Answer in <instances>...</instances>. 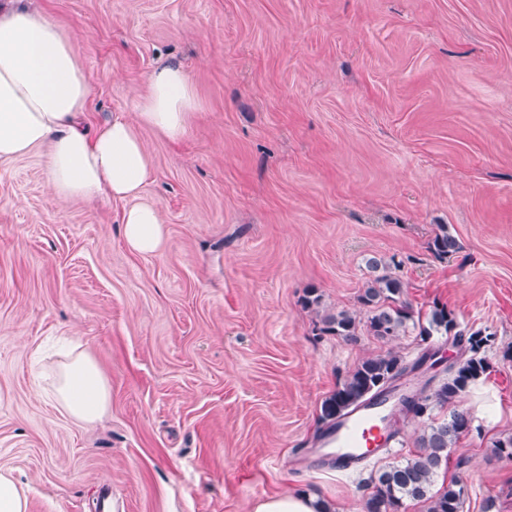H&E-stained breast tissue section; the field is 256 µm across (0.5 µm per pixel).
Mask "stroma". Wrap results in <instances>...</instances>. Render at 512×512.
<instances>
[{"label":"stroma","instance_id":"1","mask_svg":"<svg viewBox=\"0 0 512 512\" xmlns=\"http://www.w3.org/2000/svg\"><path fill=\"white\" fill-rule=\"evenodd\" d=\"M73 36L90 125L132 114L147 77L183 66L187 135L142 136L163 250L132 253L120 204L56 199L45 157L0 164V467L28 512H254L302 491L362 512L376 469L410 457L452 408L470 428L433 485L463 512H512V0H38ZM459 242L428 249L438 225ZM405 298L490 334L489 369L454 407L400 416L394 448L321 462L320 406L361 360L453 352L447 337L349 342L369 258ZM316 289L319 310L304 306ZM74 341L111 404L73 422L50 399ZM493 405L496 424L478 416Z\"/></svg>","mask_w":512,"mask_h":512}]
</instances>
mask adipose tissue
<instances>
[{
    "label": "adipose tissue",
    "mask_w": 512,
    "mask_h": 512,
    "mask_svg": "<svg viewBox=\"0 0 512 512\" xmlns=\"http://www.w3.org/2000/svg\"><path fill=\"white\" fill-rule=\"evenodd\" d=\"M90 94L70 35L32 0H0V162L43 150L57 199L123 203L126 246L157 254L165 230L158 206L142 198L155 169L141 131L185 136L199 107L190 76L177 65L156 68L134 119L117 116L94 128L84 120ZM51 398L75 422L92 425L107 412L111 390L95 360L74 348L58 364Z\"/></svg>",
    "instance_id": "obj_1"
}]
</instances>
